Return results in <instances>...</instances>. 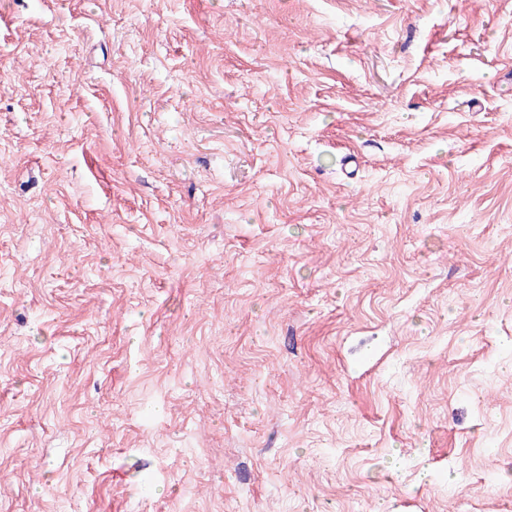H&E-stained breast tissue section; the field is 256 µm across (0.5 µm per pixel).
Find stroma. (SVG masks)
Wrapping results in <instances>:
<instances>
[{"mask_svg":"<svg viewBox=\"0 0 512 512\" xmlns=\"http://www.w3.org/2000/svg\"><path fill=\"white\" fill-rule=\"evenodd\" d=\"M0 512H512V0H0Z\"/></svg>","mask_w":512,"mask_h":512,"instance_id":"stroma-1","label":"stroma"}]
</instances>
